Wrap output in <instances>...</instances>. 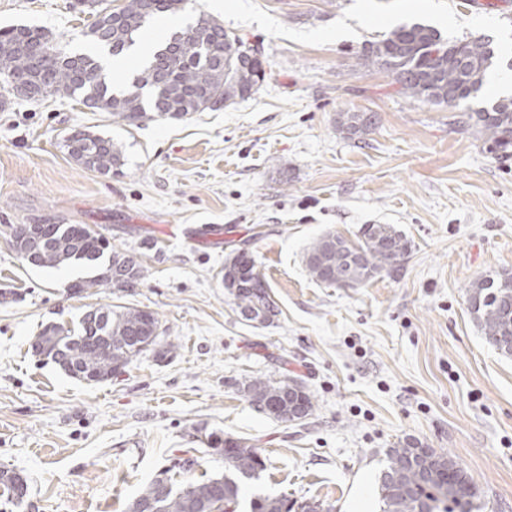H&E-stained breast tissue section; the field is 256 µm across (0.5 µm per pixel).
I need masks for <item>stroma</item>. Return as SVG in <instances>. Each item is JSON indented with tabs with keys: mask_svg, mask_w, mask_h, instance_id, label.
Here are the masks:
<instances>
[{
	"mask_svg": "<svg viewBox=\"0 0 512 512\" xmlns=\"http://www.w3.org/2000/svg\"><path fill=\"white\" fill-rule=\"evenodd\" d=\"M258 49L267 80L249 98L138 125L71 100L0 110V467L27 482L0 512H125L180 459L181 483L224 472L211 434L246 439L266 468L259 493L380 512L388 448L407 438L451 452L480 512H512V356L486 345L468 310L474 280L512 271V158L490 152L462 107L398 94L365 62V42L402 24L484 35L512 60V0H195ZM77 0H0V28L48 31L91 52ZM342 112L375 114L362 140ZM112 137L125 161L100 174L64 149L75 130ZM86 224L133 254L134 288L76 293L82 267L23 264L13 224ZM394 224L412 248L397 276L335 288L303 257L321 234ZM249 252L270 286L271 322L242 320L224 288L229 255ZM98 304L157 313L170 359L140 356L101 382L69 377L31 344L48 324L76 327ZM297 377L315 410L280 422L242 390Z\"/></svg>",
	"mask_w": 512,
	"mask_h": 512,
	"instance_id": "stroma-1",
	"label": "stroma"
}]
</instances>
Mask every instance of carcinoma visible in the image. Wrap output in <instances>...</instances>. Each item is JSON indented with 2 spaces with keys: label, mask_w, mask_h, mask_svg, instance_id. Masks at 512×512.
<instances>
[{
  "label": "carcinoma",
  "mask_w": 512,
  "mask_h": 512,
  "mask_svg": "<svg viewBox=\"0 0 512 512\" xmlns=\"http://www.w3.org/2000/svg\"><path fill=\"white\" fill-rule=\"evenodd\" d=\"M94 20L87 36L112 55L121 56L138 43L147 25L185 9L187 0H124L111 8L107 0H84ZM362 56L371 65L387 71L404 97L432 104L458 105L476 98L485 74L499 58L492 41L482 36L445 40L433 26L413 23L393 29L383 39L368 42ZM266 71L257 52L224 30V24L199 14L186 28L173 32L161 47H153L129 86L115 90L107 85L96 58L70 54L49 33L28 26L0 29V90L15 99L25 89L30 101L72 99L89 105L101 103L100 110L135 124L156 117L182 118L194 112L245 98L255 93ZM467 122L478 129L491 151L505 157L512 154V97L467 113ZM376 117L365 112L348 113L338 130L349 139L361 137L375 126ZM69 157L85 168L108 173L122 165V148L112 138L75 130L65 139ZM357 245L365 252L359 264L351 263L348 250L336 243L346 238L327 232L315 239L304 261L309 276L339 288L352 282L363 286L400 270L389 262V254L410 253L406 237L393 224H365ZM238 263L248 273L244 291L233 295L239 313L269 307V285L247 253ZM87 266L97 274L72 284L81 293L93 288H135L145 271L135 256L120 252L110 241L84 224H60L45 240L40 266L59 269ZM504 288L489 287V278L473 281L466 300L485 341L506 356L512 348L498 345V339L512 336V273L493 278ZM159 319L154 312L124 307L115 311L101 305L84 314L75 329L49 325L35 337L33 346L51 357L67 375L87 381H102L125 371L146 352L158 359L169 357L175 344L156 334ZM251 403L269 417L282 421L289 405L298 404L303 419L313 414L311 393L295 380L255 377L245 383ZM213 445L224 448V475L208 477L188 485L178 484L163 472V480L146 483L128 504L127 512H212L215 500L224 501L220 512H236L246 484L260 478L265 470L261 450L242 439L213 435ZM419 444L407 440L388 449L387 465L380 476L382 512H477L476 488L471 475L449 452L429 449L427 465L417 463ZM165 482L166 490L159 488ZM286 495L259 494L250 500L251 512H291Z\"/></svg>",
  "instance_id": "obj_1"
}]
</instances>
